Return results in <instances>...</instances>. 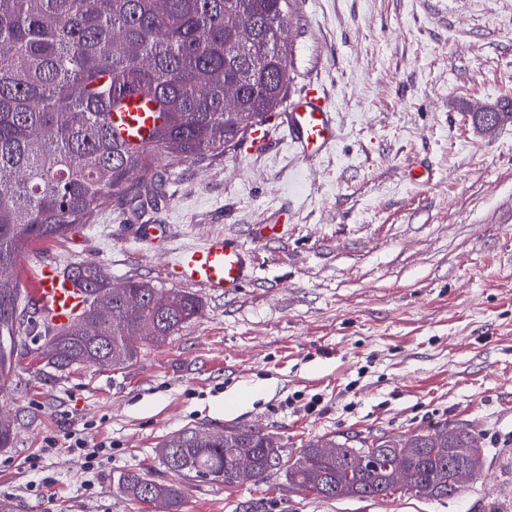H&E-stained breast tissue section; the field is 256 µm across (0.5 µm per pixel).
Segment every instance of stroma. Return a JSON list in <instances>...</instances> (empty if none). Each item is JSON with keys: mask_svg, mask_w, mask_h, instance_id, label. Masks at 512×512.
I'll return each instance as SVG.
<instances>
[{"mask_svg": "<svg viewBox=\"0 0 512 512\" xmlns=\"http://www.w3.org/2000/svg\"><path fill=\"white\" fill-rule=\"evenodd\" d=\"M287 36L288 93L324 89L331 150L302 159L272 115L266 150L157 164L158 207L114 204L22 257L24 279L92 261L113 284L148 281L203 307L120 369L60 374L18 356L0 381V415L16 428L0 450V500L144 512L114 485L137 471L178 483L181 512H512V122L485 134L470 118L512 98V0H296ZM419 162L432 170L424 184L408 178ZM138 224L162 238L137 241ZM213 234L254 256L228 295L170 274L178 251ZM441 424L483 442L477 475L441 499L325 500L282 469L229 486L174 477L159 458L188 427L274 434L288 463L322 437ZM71 433L105 442L93 470L69 452Z\"/></svg>", "mask_w": 512, "mask_h": 512, "instance_id": "1", "label": "stroma"}]
</instances>
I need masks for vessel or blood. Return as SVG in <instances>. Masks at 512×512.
Instances as JSON below:
<instances>
[{
  "label": "vessel or blood",
  "mask_w": 512,
  "mask_h": 512,
  "mask_svg": "<svg viewBox=\"0 0 512 512\" xmlns=\"http://www.w3.org/2000/svg\"><path fill=\"white\" fill-rule=\"evenodd\" d=\"M283 121L291 141L306 159L318 157L336 139V123L329 98L312 86L293 99ZM161 122L148 97L128 98L124 111L113 113L112 126L130 147L151 144ZM250 255L234 240L210 235L202 244L183 249L171 265L176 279L210 292L229 294L245 283ZM38 313L57 327L69 325L86 307L81 288L50 264L43 265L27 284Z\"/></svg>",
  "instance_id": "obj_1"
}]
</instances>
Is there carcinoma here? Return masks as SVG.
<instances>
[{"label": "carcinoma", "instance_id": "1", "mask_svg": "<svg viewBox=\"0 0 512 512\" xmlns=\"http://www.w3.org/2000/svg\"><path fill=\"white\" fill-rule=\"evenodd\" d=\"M294 0H0V374L35 340L46 365L121 368L138 344H161L196 317L195 294L163 292L129 279L112 287L107 270L78 262L64 272L85 288L87 309L54 328L28 315L14 270L37 243L95 224L113 202L139 208L155 200L159 175L203 162L265 122L289 86L288 44ZM236 91L224 107V88ZM144 94L163 112L155 140L140 152L112 133L110 115ZM14 423L0 418V449ZM325 448L337 449L327 457ZM481 438L437 426L394 439L309 442L286 470L288 484L326 500H385L406 491L448 498L462 488L459 468ZM373 457L359 467L361 454ZM162 464L174 475L235 485L258 482L283 463L273 436L251 428L206 433L191 427L166 439ZM118 489L143 505L180 512L175 484L123 473Z\"/></svg>", "mask_w": 512, "mask_h": 512}]
</instances>
